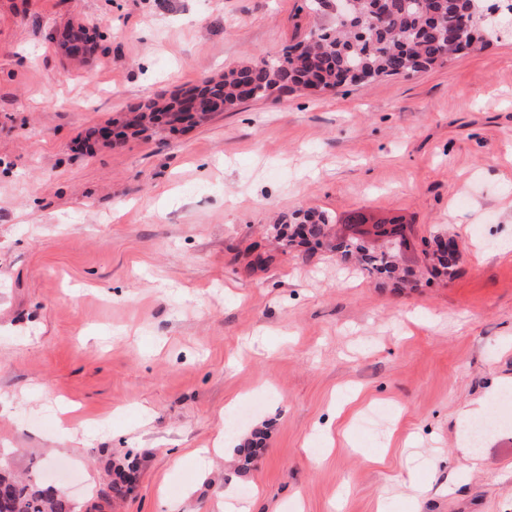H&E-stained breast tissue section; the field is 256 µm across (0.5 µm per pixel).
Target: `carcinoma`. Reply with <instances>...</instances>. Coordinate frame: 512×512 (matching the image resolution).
Masks as SVG:
<instances>
[{
    "mask_svg": "<svg viewBox=\"0 0 512 512\" xmlns=\"http://www.w3.org/2000/svg\"><path fill=\"white\" fill-rule=\"evenodd\" d=\"M326 0H313L320 22L303 40L305 47L292 54L294 46L283 49L275 62L247 63L224 71L181 91L169 100L147 98L129 106L131 120L125 131L140 135L155 126L158 115L170 122L202 120L210 112H222L249 100H260L275 92L303 91L319 87L332 91L356 84L361 72L370 84L395 75L412 76L447 62L460 52L448 33L484 24L483 0H388L382 13L375 0H357L355 12L347 19L327 18ZM332 217L325 212L302 211L292 215L288 230L274 228L275 236L288 247L307 238L323 240L322 247L344 258L354 257L370 277H387L405 284L416 282V271L399 262L404 242L403 225L381 226L380 235L392 248L370 250L357 239H336L331 234ZM461 255L455 251L426 253L427 267L438 277L452 279L458 273ZM125 463L117 469L100 495L108 500L129 493L126 482L138 477L132 451L124 452ZM0 512H84V505L53 485H37L0 464Z\"/></svg>",
    "mask_w": 512,
    "mask_h": 512,
    "instance_id": "obj_1",
    "label": "carcinoma"
}]
</instances>
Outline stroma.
<instances>
[{
  "instance_id": "35a3bbf8",
  "label": "stroma",
  "mask_w": 512,
  "mask_h": 512,
  "mask_svg": "<svg viewBox=\"0 0 512 512\" xmlns=\"http://www.w3.org/2000/svg\"><path fill=\"white\" fill-rule=\"evenodd\" d=\"M316 22L304 0H0V461L49 484L69 460L97 489L133 450L138 487L103 512H225L228 490L251 512H512L511 31L411 78L80 146ZM89 23L99 49L69 61L57 39ZM307 209L346 236L356 211L401 218L412 265L453 235L460 272L404 288L277 243Z\"/></svg>"
}]
</instances>
